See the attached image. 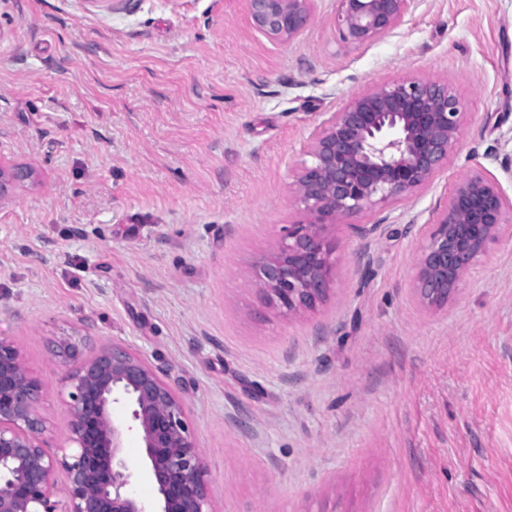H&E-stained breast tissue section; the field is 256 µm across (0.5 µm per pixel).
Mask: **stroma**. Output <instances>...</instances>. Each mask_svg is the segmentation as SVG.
<instances>
[{
	"instance_id": "1",
	"label": "stroma",
	"mask_w": 512,
	"mask_h": 512,
	"mask_svg": "<svg viewBox=\"0 0 512 512\" xmlns=\"http://www.w3.org/2000/svg\"><path fill=\"white\" fill-rule=\"evenodd\" d=\"M336 0L288 44L245 0H0V338L39 385L40 443L70 452L65 375L125 344L181 398L207 512H512V237L447 303L415 275L455 183L512 197V0H413L346 46ZM448 84L464 112L424 189L326 231L311 309L256 288L325 113L391 80ZM31 177L32 173L30 171L24 173L20 171V168H15L0 161V198L9 195L17 182Z\"/></svg>"
}]
</instances>
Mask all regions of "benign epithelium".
<instances>
[{
	"label": "benign epithelium",
	"mask_w": 512,
	"mask_h": 512,
	"mask_svg": "<svg viewBox=\"0 0 512 512\" xmlns=\"http://www.w3.org/2000/svg\"><path fill=\"white\" fill-rule=\"evenodd\" d=\"M314 0H246L252 27L289 43L313 18ZM410 0H336L333 26L349 46L373 43L404 20ZM461 102L448 85L401 79L361 94L328 113L310 135L309 156L294 185L309 217L282 227L280 251L262 262L259 288L289 312L312 308L334 274L327 227L362 211L389 205L426 187L448 160L462 121ZM32 173L0 161V198ZM512 210L498 179L476 170L459 180L427 237L415 281L427 305L448 300L468 267L512 226ZM429 288L444 291L441 297ZM74 452L51 456L40 444L35 404L39 384L18 350L0 338V512H58L54 472L66 473L67 512H206V467L186 407L154 369L123 344L99 347L65 377ZM131 409L132 424L114 416ZM137 429L143 459L123 457L125 435ZM148 474L151 504L130 495L133 471Z\"/></svg>",
	"instance_id": "benign-epithelium-1"
}]
</instances>
